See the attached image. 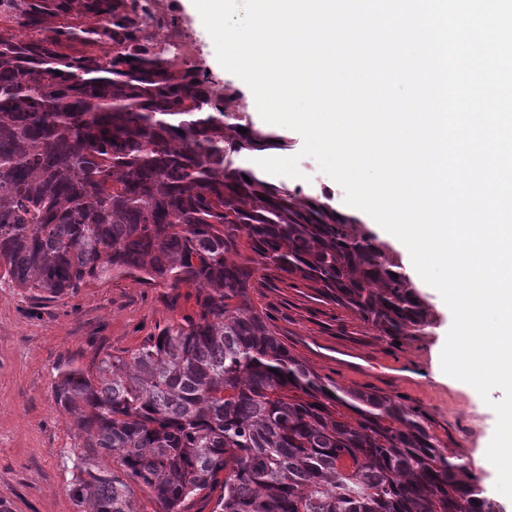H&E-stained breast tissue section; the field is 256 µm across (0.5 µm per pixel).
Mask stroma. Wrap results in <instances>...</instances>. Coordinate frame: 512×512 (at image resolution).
Returning <instances> with one entry per match:
<instances>
[{
	"label": "stroma",
	"mask_w": 512,
	"mask_h": 512,
	"mask_svg": "<svg viewBox=\"0 0 512 512\" xmlns=\"http://www.w3.org/2000/svg\"><path fill=\"white\" fill-rule=\"evenodd\" d=\"M185 30L193 34L197 58L226 94L237 97L257 129H264L248 85L225 70L215 45L185 0H165ZM287 153L299 156L301 178L289 187L327 197L341 213H350L343 188L301 156L302 136L281 131ZM422 297L434 316L426 335L398 343L379 335L361 318L287 280L257 279L251 296L274 319L291 354L338 386L394 397L419 408L448 456L463 457L469 476L499 507L512 512V500L495 488L497 473L482 455L495 430V417L481 396L441 374L436 353L445 342L452 314L437 291ZM184 304H172L170 292L132 277L95 282L52 297L16 287L0 274V512H75L66 487L71 458L80 446L73 418L54 396L58 368L88 363L95 353H119L140 345L164 327L180 321Z\"/></svg>",
	"instance_id": "stroma-1"
}]
</instances>
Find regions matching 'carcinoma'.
I'll return each instance as SVG.
<instances>
[{"label":"carcinoma","mask_w":512,"mask_h":512,"mask_svg":"<svg viewBox=\"0 0 512 512\" xmlns=\"http://www.w3.org/2000/svg\"><path fill=\"white\" fill-rule=\"evenodd\" d=\"M154 2L0 0V266L53 296L134 276L194 301L57 374L77 512H144L135 485L153 512H497L421 412L318 376L255 306L261 270L390 339L434 322L358 219L235 164L287 142L150 45Z\"/></svg>","instance_id":"1"}]
</instances>
